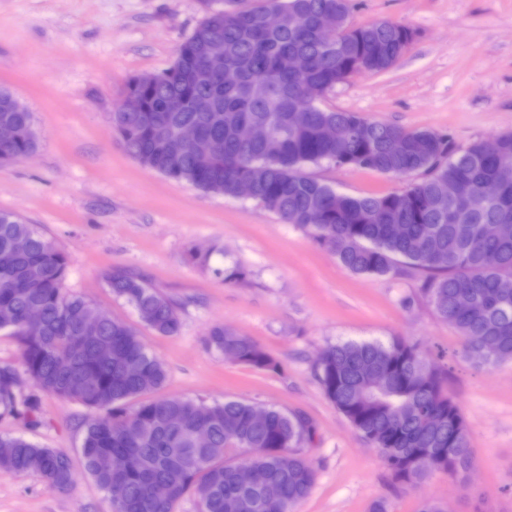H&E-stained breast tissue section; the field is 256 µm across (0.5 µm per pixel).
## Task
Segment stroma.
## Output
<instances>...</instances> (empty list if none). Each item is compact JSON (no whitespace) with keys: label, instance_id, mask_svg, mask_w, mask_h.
<instances>
[{"label":"stroma","instance_id":"obj_1","mask_svg":"<svg viewBox=\"0 0 512 512\" xmlns=\"http://www.w3.org/2000/svg\"><path fill=\"white\" fill-rule=\"evenodd\" d=\"M353 4V27L386 19L419 37L389 70L327 92L323 108L443 131L458 145L512 132V0ZM208 8L207 0H0V86L32 112L39 133L31 157L0 166V211L21 216L68 255V293L125 321L165 363L163 395L308 415L314 434L299 453L316 482L295 512H368L377 500L389 512H419L426 498L447 512H512V364L480 366L461 356V336L422 295L423 272L353 274L256 200L168 180L116 139L112 112L126 81L170 67ZM305 172L356 196L404 185L351 167ZM195 246L209 250V267L189 259ZM228 258L248 270L246 282L212 274ZM115 268L176 301L178 335H158L112 294L104 275ZM217 324L261 345L277 370L256 371L209 348ZM394 337L447 368V391L474 450L470 478L436 473L395 484L377 450L324 396L314 367L329 345ZM20 394L39 396L38 426L0 415V434L68 454L75 479L62 492L38 474L0 471V512H110L79 453L87 410L31 383Z\"/></svg>","mask_w":512,"mask_h":512}]
</instances>
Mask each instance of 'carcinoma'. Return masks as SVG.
Returning <instances> with one entry per match:
<instances>
[{"instance_id": "1", "label": "carcinoma", "mask_w": 512, "mask_h": 512, "mask_svg": "<svg viewBox=\"0 0 512 512\" xmlns=\"http://www.w3.org/2000/svg\"><path fill=\"white\" fill-rule=\"evenodd\" d=\"M351 0H220L181 43L173 64L155 76H133L123 96L136 112L118 106L112 131L125 151L167 179L208 193L234 197L249 180L253 199L286 224L306 229L312 241L359 275H386L408 265L428 274L425 298L463 339L461 355L486 366L512 363V234L482 237L483 224L512 223V185L498 199L479 198L482 184L502 162L512 163V132L453 145L448 134L409 130L355 112L322 109L323 95L357 74L364 59L370 71L388 70L405 54L413 29L380 20L352 28ZM276 11L282 24L269 29L263 16ZM336 13L339 34L328 42L321 19ZM304 56L309 69L295 72ZM197 99L209 102L200 112ZM307 112L296 128L292 114ZM244 122L266 126L276 153L238 135ZM0 123L34 128L33 115L0 87ZM183 126L196 127L212 144L203 157L190 148L166 149ZM343 128V138L325 130ZM34 132L0 155L16 160L37 149ZM332 163L394 177L420 179L401 190L355 196L307 176L309 165ZM474 199L452 220L441 206L448 182ZM23 240L26 248L15 249ZM226 283L245 280L235 262L209 265V256L189 253ZM69 257L18 216L0 212V331L22 342L25 371L42 391L74 400L91 411L81 455L87 474L109 499L113 512H174L188 493L198 512H295L315 484L316 474L296 449L313 426L299 412L226 400L159 396L167 381L161 359L130 327L83 297L65 292ZM112 294L123 299L157 334L175 336L181 322L175 303L146 280L122 270L105 274ZM32 307L41 326L25 321ZM208 345L234 362L258 371L276 369L256 342L216 325ZM15 369L0 365V413L17 414L18 389L7 382ZM314 375L327 399L377 449L394 481L412 484L434 473L461 476L473 465L470 436L460 408L448 396V370L404 338L383 342H340L325 350ZM84 376L85 391L74 389ZM205 427L209 442L195 444ZM259 474L243 486L240 460ZM112 466L100 467V455ZM0 470L32 472L61 491L73 483L71 458L23 436L0 435ZM158 485L171 497L157 500Z\"/></svg>"}]
</instances>
